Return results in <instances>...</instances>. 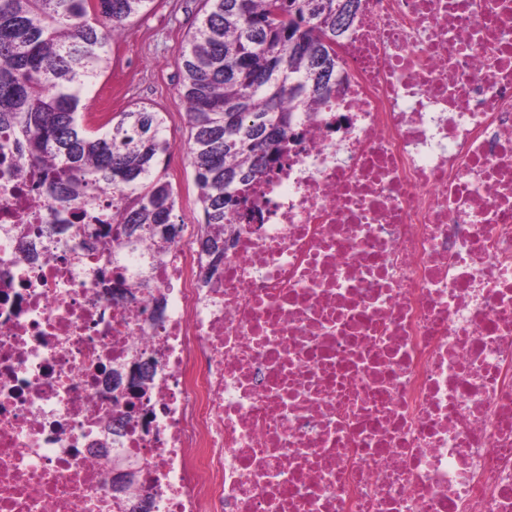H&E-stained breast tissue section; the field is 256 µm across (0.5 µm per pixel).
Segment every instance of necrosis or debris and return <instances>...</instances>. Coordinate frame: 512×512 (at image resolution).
Wrapping results in <instances>:
<instances>
[{
  "label": "necrosis or debris",
  "instance_id": "1",
  "mask_svg": "<svg viewBox=\"0 0 512 512\" xmlns=\"http://www.w3.org/2000/svg\"><path fill=\"white\" fill-rule=\"evenodd\" d=\"M336 53L220 259L47 236L0 148V512H512V0H360Z\"/></svg>",
  "mask_w": 512,
  "mask_h": 512
}]
</instances>
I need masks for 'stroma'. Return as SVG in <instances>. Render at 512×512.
<instances>
[{"label":"stroma","instance_id":"stroma-1","mask_svg":"<svg viewBox=\"0 0 512 512\" xmlns=\"http://www.w3.org/2000/svg\"><path fill=\"white\" fill-rule=\"evenodd\" d=\"M201 0H155L128 23L112 46V66L85 94V113L111 107L119 113L137 106L161 112L173 146L184 145L188 130L178 98L181 77L174 55L201 16Z\"/></svg>","mask_w":512,"mask_h":512}]
</instances>
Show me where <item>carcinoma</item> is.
<instances>
[{
	"label": "carcinoma",
	"instance_id": "obj_1",
	"mask_svg": "<svg viewBox=\"0 0 512 512\" xmlns=\"http://www.w3.org/2000/svg\"><path fill=\"white\" fill-rule=\"evenodd\" d=\"M336 0H203L194 30L176 51L180 100L189 128L195 204L211 231L207 251L240 214L230 197L249 195L299 138L305 112L326 102L339 66ZM154 0H0V129L39 177L58 215L89 205L100 187L124 228L112 256L138 234L162 262L177 232L176 190L160 157L170 153L161 113L139 106L97 127L85 121L83 91L112 61V42Z\"/></svg>",
	"mask_w": 512,
	"mask_h": 512
}]
</instances>
